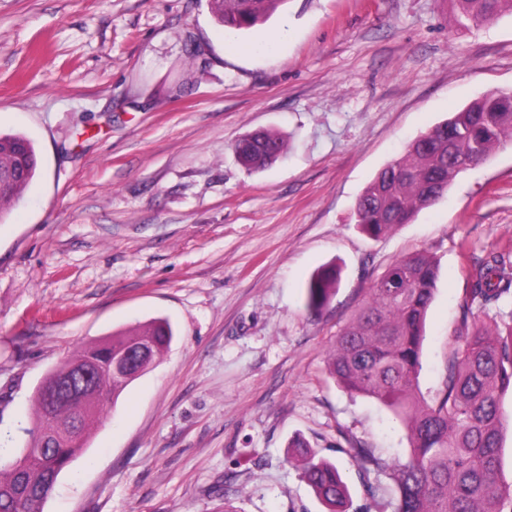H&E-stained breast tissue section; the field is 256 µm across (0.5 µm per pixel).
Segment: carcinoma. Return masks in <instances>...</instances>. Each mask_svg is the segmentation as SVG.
Masks as SVG:
<instances>
[{"mask_svg": "<svg viewBox=\"0 0 512 512\" xmlns=\"http://www.w3.org/2000/svg\"><path fill=\"white\" fill-rule=\"evenodd\" d=\"M287 0H209L216 24L245 32L264 23ZM448 26L478 27L505 14L512 0H449ZM512 144V89L488 91L408 144L363 189L354 224L379 238L448 192L456 177ZM249 170H263L287 152L285 137L260 129L234 145ZM39 170L34 143L0 133V221L23 198ZM438 265L426 251L392 263L369 288V298L336 339L329 375L348 391L374 398L408 431L407 459L394 470L395 512H504L512 503L500 444L506 420L502 397L512 391V255L489 251L473 268L462 305L459 345L448 360L443 388L428 403L418 392L424 324L433 302ZM338 272L324 266L306 285V305L317 312L336 294ZM158 318L119 330L67 356L73 391L52 409L33 398L24 448L6 459L0 445V512H43L60 474L80 455L108 401L143 375L173 340ZM134 352L128 374L109 368ZM96 381L83 383V371ZM301 474L327 512H348L350 490L336 465L317 459L295 438Z\"/></svg>", "mask_w": 512, "mask_h": 512, "instance_id": "1", "label": "carcinoma"}]
</instances>
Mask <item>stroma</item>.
<instances>
[{"instance_id":"1","label":"stroma","mask_w":512,"mask_h":512,"mask_svg":"<svg viewBox=\"0 0 512 512\" xmlns=\"http://www.w3.org/2000/svg\"><path fill=\"white\" fill-rule=\"evenodd\" d=\"M448 0H288L230 54L207 0H0V132L39 173L0 224V430L26 442L31 395L80 346L155 317L176 337L106 406L44 512H324L288 442L395 512L407 431L327 373L339 331L388 266L438 263L419 391L458 345L469 274L512 253V146L458 175L392 233L352 222L374 175L483 93L512 88V17L448 26ZM202 53L189 60L187 39ZM271 129L284 160L251 172L233 145ZM341 269L313 312L306 284ZM380 465L363 468L356 447Z\"/></svg>"}]
</instances>
